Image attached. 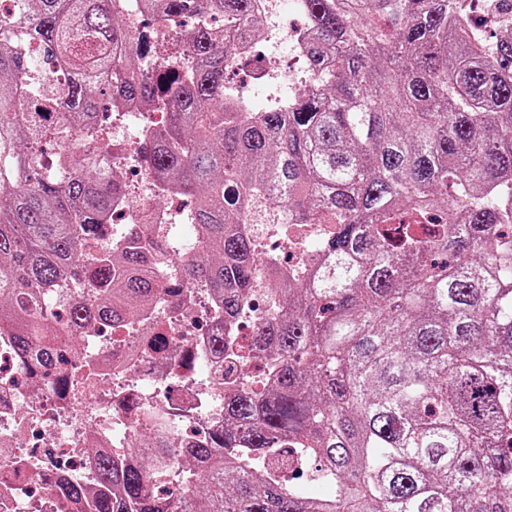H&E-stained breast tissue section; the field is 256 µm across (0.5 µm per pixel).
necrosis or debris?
<instances>
[{
	"mask_svg": "<svg viewBox=\"0 0 512 512\" xmlns=\"http://www.w3.org/2000/svg\"><path fill=\"white\" fill-rule=\"evenodd\" d=\"M287 0H262V33L250 52L257 78L293 82L280 67L282 57L298 52L302 28L287 27L282 17ZM153 113L130 106L112 115L110 148L97 157L101 170L136 171L114 213L127 215L146 251L167 238L180 223V213L157 206L160 184L135 153L131 130L146 132ZM250 237L258 250L288 253L307 260L326 233L322 224H252ZM283 269L263 265L258 286L248 299L243 319L256 328L267 315L269 287ZM222 319L208 288L188 286L178 302L158 299L141 318L137 331L115 337L102 325L87 327L79 344L90 369L66 386L54 378L24 372L9 336H0V512H64L66 505L47 494L37 475L71 470L87 462L93 448L123 453L134 430H157L174 448L206 436L224 422V399L233 387L215 373L208 342L221 330Z\"/></svg>",
	"mask_w": 512,
	"mask_h": 512,
	"instance_id": "necrosis-or-debris-1",
	"label": "necrosis or debris"
}]
</instances>
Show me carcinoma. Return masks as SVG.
Here are the masks:
<instances>
[{"instance_id": "carcinoma-1", "label": "carcinoma", "mask_w": 512, "mask_h": 512, "mask_svg": "<svg viewBox=\"0 0 512 512\" xmlns=\"http://www.w3.org/2000/svg\"><path fill=\"white\" fill-rule=\"evenodd\" d=\"M316 89L255 111L224 92L228 48L256 37L259 0H139L179 30L190 65L156 77L114 0H15L0 12V332L22 368L74 359L55 333L127 327L158 294L209 286L233 327L272 265L244 224H332L272 288L224 403V432L189 448L163 436L122 456L98 448L91 483L48 476L77 512H512V0L487 46L459 0H305ZM42 44L67 81L26 111ZM107 104L166 112L145 138L151 173L186 199L194 252L163 241L162 288L133 239L88 260L119 177L91 158L38 165L44 145L95 129ZM303 461L330 492L287 476ZM192 465L204 494L158 495L145 460Z\"/></svg>"}]
</instances>
